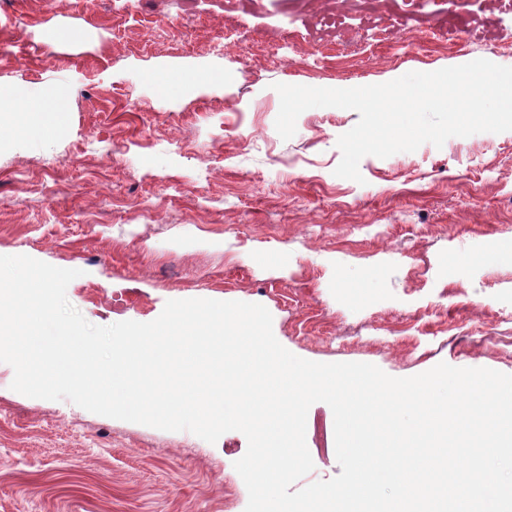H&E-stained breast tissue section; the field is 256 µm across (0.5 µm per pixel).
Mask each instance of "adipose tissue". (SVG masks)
Segmentation results:
<instances>
[{
	"label": "adipose tissue",
	"instance_id": "adipose-tissue-1",
	"mask_svg": "<svg viewBox=\"0 0 512 512\" xmlns=\"http://www.w3.org/2000/svg\"><path fill=\"white\" fill-rule=\"evenodd\" d=\"M70 96V88L61 84L29 88L0 83V129H8L11 139L25 141L63 134Z\"/></svg>",
	"mask_w": 512,
	"mask_h": 512
}]
</instances>
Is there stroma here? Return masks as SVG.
<instances>
[{
	"mask_svg": "<svg viewBox=\"0 0 512 512\" xmlns=\"http://www.w3.org/2000/svg\"><path fill=\"white\" fill-rule=\"evenodd\" d=\"M78 41L48 44L59 28ZM476 59L512 67L503 0H0V81L73 90L67 132L0 148V255L79 270L97 326L167 301L258 303L319 363L393 377L439 363L512 374V131L452 137L335 176L358 112L275 129L278 83L353 88ZM224 73L168 97L148 76ZM287 264H280V253ZM0 363V512H245L238 431L209 443L11 388ZM339 475L334 417L306 419Z\"/></svg>",
	"mask_w": 512,
	"mask_h": 512,
	"instance_id": "stroma-1",
	"label": "stroma"
}]
</instances>
